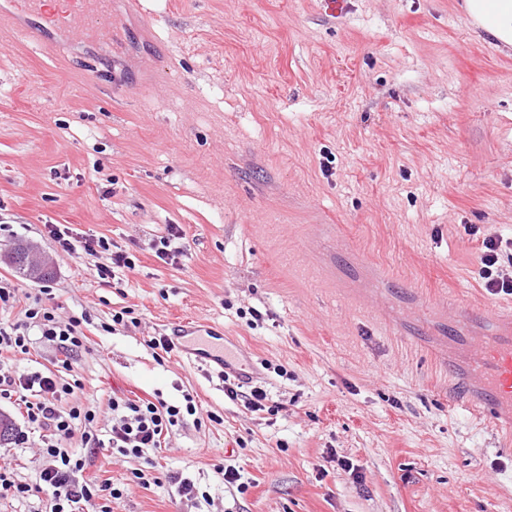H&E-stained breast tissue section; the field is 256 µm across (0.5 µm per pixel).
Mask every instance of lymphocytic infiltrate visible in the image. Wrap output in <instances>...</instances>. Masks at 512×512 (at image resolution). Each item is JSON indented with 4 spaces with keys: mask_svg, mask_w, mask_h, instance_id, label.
Instances as JSON below:
<instances>
[{
    "mask_svg": "<svg viewBox=\"0 0 512 512\" xmlns=\"http://www.w3.org/2000/svg\"><path fill=\"white\" fill-rule=\"evenodd\" d=\"M47 233L64 253L105 255V262L95 266L99 285H111L117 271L135 268L129 253L106 237H78L71 228L58 224L48 225ZM87 322L84 314L60 318L38 298L26 305L22 320L0 322V397L14 399L29 428L43 432V467L39 474L41 488L47 493L43 512H112L111 501L120 499L122 493L112 485L85 477L89 455L107 451L123 457L149 458L166 443L184 414L196 410L190 395L185 396L181 407L161 398L115 397L108 403L112 425L102 437L96 428L95 411L76 400L84 390L79 380H65L41 370L16 373L3 360L7 353L31 355L39 344L50 342L63 355L62 367L72 369L74 353L88 341L84 332Z\"/></svg>",
    "mask_w": 512,
    "mask_h": 512,
    "instance_id": "lymphocytic-infiltrate-1",
    "label": "lymphocytic infiltrate"
}]
</instances>
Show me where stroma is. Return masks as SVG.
Returning a JSON list of instances; mask_svg holds the SVG:
<instances>
[{
	"instance_id": "obj_1",
	"label": "stroma",
	"mask_w": 512,
	"mask_h": 512,
	"mask_svg": "<svg viewBox=\"0 0 512 512\" xmlns=\"http://www.w3.org/2000/svg\"><path fill=\"white\" fill-rule=\"evenodd\" d=\"M462 2L112 0L111 35L46 54L0 22V254H48L51 279L17 280L61 315L136 317L75 357L99 429L115 397L197 404L152 463L89 458L112 512H512V443L448 369L456 311L512 306L479 259L499 237L512 277V49ZM50 224L129 247L134 271L98 285ZM172 224L175 265L152 249ZM195 318L264 410L155 357ZM0 460L41 498L36 449Z\"/></svg>"
}]
</instances>
